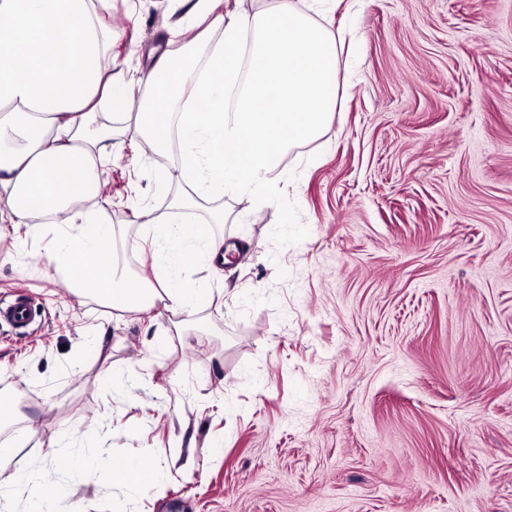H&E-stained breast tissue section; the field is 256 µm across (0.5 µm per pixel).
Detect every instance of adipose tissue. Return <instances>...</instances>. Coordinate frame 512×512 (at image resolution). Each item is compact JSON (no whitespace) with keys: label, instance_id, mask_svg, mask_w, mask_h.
I'll return each mask as SVG.
<instances>
[{"label":"adipose tissue","instance_id":"ef3b65f1","mask_svg":"<svg viewBox=\"0 0 512 512\" xmlns=\"http://www.w3.org/2000/svg\"><path fill=\"white\" fill-rule=\"evenodd\" d=\"M11 25L0 27V222L25 224L39 214L65 213L74 203L109 137L86 128L104 102L133 114L151 150L167 146L179 129L181 172L195 193L265 189V176L283 150L312 138L336 106L338 49L335 40L313 30L294 0L253 19L218 12L213 0H195L192 16L222 29L223 43L207 49L208 64L177 65L162 55L137 85L108 76L103 62L112 35L100 31L90 0H0ZM255 32L252 68L235 112L224 109L225 94L237 78L244 29ZM193 195L175 198L169 214L154 217L158 239L173 253L196 246L226 262L223 239L207 226L189 224L184 212ZM108 224H81L67 234L54 256L57 268L75 271L76 285L112 305L140 310L155 302L192 311L197 289L176 278L160 287L125 276L114 263L78 265L81 256L111 245ZM77 466L94 470L102 486L134 489L154 483L143 460L112 466L99 447H73Z\"/></svg>","mask_w":512,"mask_h":512}]
</instances>
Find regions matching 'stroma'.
Here are the masks:
<instances>
[{
    "label": "stroma",
    "mask_w": 512,
    "mask_h": 512,
    "mask_svg": "<svg viewBox=\"0 0 512 512\" xmlns=\"http://www.w3.org/2000/svg\"><path fill=\"white\" fill-rule=\"evenodd\" d=\"M111 74L188 54L183 0H92ZM338 45L336 109L290 145L270 193L199 200L185 219L233 250L218 277L163 251L180 148L145 153L104 104L112 149L78 224L114 230L120 270L202 289L192 314L130 312L65 285L69 232L0 223L6 471H43L51 512H512V0H311ZM223 211V223L212 221ZM149 460L155 484L103 488L70 446ZM41 317L39 307L23 292L15 294L9 302L0 303V323L10 326L19 334L26 333Z\"/></svg>",
    "instance_id": "obj_1"
}]
</instances>
